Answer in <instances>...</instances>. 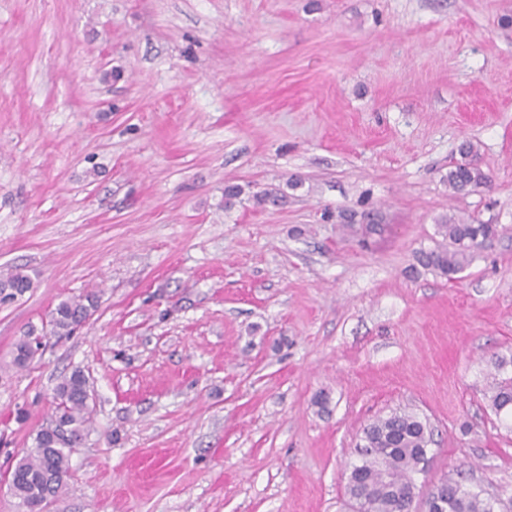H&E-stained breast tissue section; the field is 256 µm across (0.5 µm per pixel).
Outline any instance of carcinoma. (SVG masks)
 <instances>
[{
  "label": "carcinoma",
  "instance_id": "cac0c4a2",
  "mask_svg": "<svg viewBox=\"0 0 512 512\" xmlns=\"http://www.w3.org/2000/svg\"><path fill=\"white\" fill-rule=\"evenodd\" d=\"M486 182V175L471 162L458 164L448 172V186L455 192ZM497 233L495 224H471L447 217L437 225L440 240L434 247L420 250L417 260L423 268L441 276L457 274L477 253L471 242L487 241ZM31 285L30 276L20 269L1 277L0 299L13 300ZM97 307L98 297L92 294L60 301L41 328L28 327L15 344L13 364L27 366L46 337L71 335ZM89 398V379L80 369L64 377L54 389L53 430L41 429L33 447L26 449L10 473V490L27 512H42L48 498L65 486L70 448L87 433ZM487 398L497 415H509L512 376L496 380ZM362 441L360 462L345 474L347 493L358 512H409L408 504L416 489L415 475L423 472L432 443L427 422L414 412L393 411L370 422L363 429ZM438 512H512V499L505 502L498 496H486L482 490L449 480Z\"/></svg>",
  "mask_w": 512,
  "mask_h": 512
}]
</instances>
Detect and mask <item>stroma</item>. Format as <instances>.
I'll return each instance as SVG.
<instances>
[{
    "instance_id": "35a3bbf8",
    "label": "stroma",
    "mask_w": 512,
    "mask_h": 512,
    "mask_svg": "<svg viewBox=\"0 0 512 512\" xmlns=\"http://www.w3.org/2000/svg\"><path fill=\"white\" fill-rule=\"evenodd\" d=\"M466 140L488 181L457 194ZM451 215L499 233L449 279L416 255ZM18 268L0 512H25L5 476L77 368L91 428L43 512H352L362 430L399 409L433 434L420 490L512 498V419L486 398L512 356V0H0ZM98 297L92 294L61 300L50 312L49 320L38 330L29 326L15 344L13 364L27 366L38 354L47 336H69L98 307Z\"/></svg>"
}]
</instances>
